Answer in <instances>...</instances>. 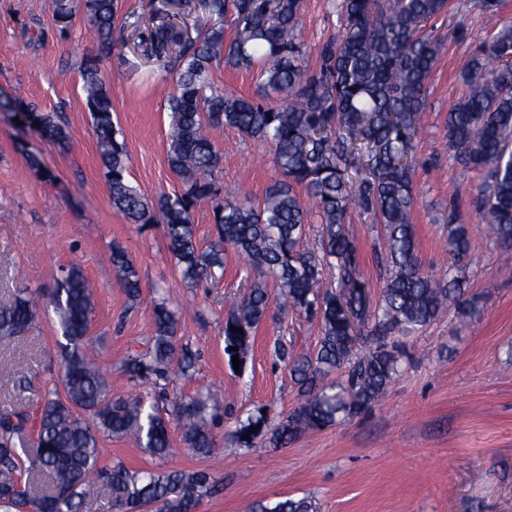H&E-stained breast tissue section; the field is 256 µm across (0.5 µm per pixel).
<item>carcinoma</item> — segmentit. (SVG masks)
Returning <instances> with one entry per match:
<instances>
[{"instance_id":"obj_1","label":"carcinoma","mask_w":512,"mask_h":512,"mask_svg":"<svg viewBox=\"0 0 512 512\" xmlns=\"http://www.w3.org/2000/svg\"><path fill=\"white\" fill-rule=\"evenodd\" d=\"M100 55L125 43L117 23L118 0H82ZM207 25L191 35L170 21L156 24L146 55L176 69L168 99L172 127L167 162L182 185L178 194L150 200L127 178L128 155L112 122V100L99 59L82 71L83 91L97 135V147L112 208L129 224H163L184 279L199 271L224 269L226 247L243 258L245 293L224 318V352L245 363L253 332L272 300L319 323L314 352L289 358L291 376L304 400L287 419L271 427L258 409L238 420L236 445L251 448L268 436L283 445L305 430H323L367 411L400 373L399 339L413 336L450 305L460 316L480 313L477 298L461 299L463 260L470 252L467 225L455 211L442 225L453 264L438 272L423 268L411 214L415 202L411 149L419 129L430 77L442 53L432 21L448 0H340L344 31L329 39L311 66L300 40L302 0H203ZM233 16L235 37L224 39V18ZM512 25L503 27L461 71L464 98L448 112L446 138L453 158L484 171L478 211L485 232L502 249L504 272L512 275ZM257 68L260 100L215 88L213 64ZM26 118L44 137L68 139L54 115L30 109ZM213 124L237 129L273 148L281 178L260 200L222 199L214 190L218 151L206 134ZM304 189L299 194L297 188ZM210 203L216 237L201 249L193 213ZM359 209L380 226L384 249L375 251L380 292L371 301L360 245L348 214ZM317 222L310 223V218ZM314 232L315 247L302 243ZM112 266L138 297L137 275L127 252L115 246ZM336 287L321 289L326 271ZM278 288L271 296L267 279ZM54 312L66 339L62 390H53L40 410L0 417V509L3 512H82L84 490L107 484L118 512H192L213 488L204 472H133L121 462L97 464L101 432L132 438L157 458L170 454L168 421L140 398L106 396L104 379L83 350L92 312L91 285L70 267L53 295ZM37 305L25 295L0 302V347L33 326ZM155 336L147 356L126 361L137 376L167 379L175 356L178 319L164 304L154 308ZM368 345L355 352L351 322ZM237 331H232V328ZM338 378L326 382L332 374ZM210 399L189 397L177 405L184 441L206 455L214 438ZM34 447L18 448L14 435L26 428ZM250 438H245V435ZM264 512H308L304 501H280Z\"/></svg>"}]
</instances>
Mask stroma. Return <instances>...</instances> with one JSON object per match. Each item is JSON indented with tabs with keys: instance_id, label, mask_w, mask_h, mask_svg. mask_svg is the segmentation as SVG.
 I'll return each instance as SVG.
<instances>
[{
	"instance_id": "1",
	"label": "stroma",
	"mask_w": 512,
	"mask_h": 512,
	"mask_svg": "<svg viewBox=\"0 0 512 512\" xmlns=\"http://www.w3.org/2000/svg\"><path fill=\"white\" fill-rule=\"evenodd\" d=\"M339 0H303L300 33L309 59L343 28ZM126 24L122 52L100 55L81 6L68 20L54 0H0V300L24 290L42 304L39 316L8 350L12 364L0 372V414L38 410L62 374L61 334L48 301L63 270L78 266L96 289L88 330L109 396L129 394L172 409L176 399L219 390L213 428L216 447L199 455L171 425V455H149L132 441L98 436V464L123 462L129 469L203 471L214 484L196 512H261L292 499L310 512H512V278L499 271L500 248L485 238L475 205L483 176L462 167L446 145L445 122L465 95L464 64L498 31L512 25V0L496 13L481 0H450L434 24L444 46L429 80L413 141L416 226L423 267L448 260L442 224L449 209L471 234L466 292L480 296L478 317L461 322L447 309L420 335L404 338L402 372L386 398L340 424L304 431L282 446L259 439L240 448L231 440L237 417L267 408L273 420L287 417L302 396L279 343L297 352L314 350L317 322L270 304L256 329L241 369L224 352V317L242 294L243 261L224 255V275L202 274L184 282L161 224H128L112 208L96 134L85 105L81 71L86 58L101 56L112 98L113 119L128 153L127 177L147 198L180 192L167 164L174 77L160 61L143 56L142 38L171 16L189 29L204 24L202 8L185 0H120ZM56 113L68 128L66 142L40 136L24 122L25 109ZM220 156V197L262 198L280 173L269 148L234 128L210 127ZM351 232L371 285L379 277L378 244L371 216L355 210ZM123 247L135 267L139 297H130L108 260ZM176 312V346L195 356L190 370L172 362L165 392L127 372V357L142 355L155 334L153 306Z\"/></svg>"
}]
</instances>
